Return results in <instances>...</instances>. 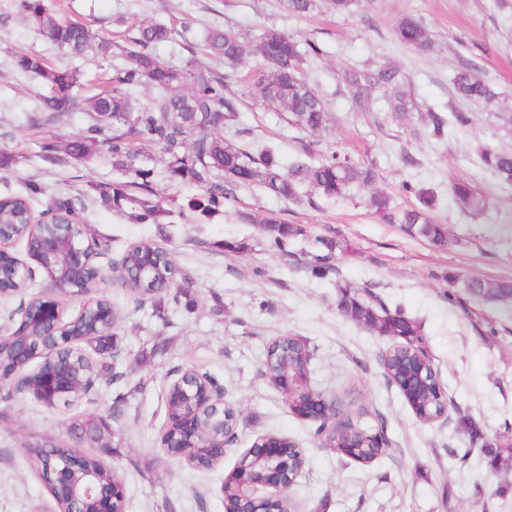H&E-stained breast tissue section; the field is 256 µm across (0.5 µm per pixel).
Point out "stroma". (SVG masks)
I'll return each mask as SVG.
<instances>
[{"label":"stroma","mask_w":512,"mask_h":512,"mask_svg":"<svg viewBox=\"0 0 512 512\" xmlns=\"http://www.w3.org/2000/svg\"><path fill=\"white\" fill-rule=\"evenodd\" d=\"M49 11L90 26L117 43L133 36L139 22L176 24L191 42L201 43L207 28L241 35L272 28L315 45L303 75L326 102L330 124L323 140L337 151L373 163L378 187L398 207L411 204L403 181L431 184L447 193L451 180L474 183L486 196L485 214L472 216L448 205L440 221L448 228L441 246L384 223L365 196L344 199L312 196L292 204L241 187L235 201L204 217L187 208L198 186L169 181L165 159L150 150L154 190L169 214L161 224H138L105 206L97 186L118 180L112 158L98 152L84 162L50 166L37 156L27 119L43 80L15 66L16 53L40 58L51 68L76 71L81 94H91L105 74L120 64L88 50L71 55L59 49L23 12L20 0H0V151L15 155L0 168V196L40 189L32 199L41 212L56 198L76 202L79 220L107 238L110 251L98 263L109 267L132 245L150 241L165 247L190 280L194 303L186 299L138 300L117 282L101 292L120 311L113 329L116 360L125 373L122 386L99 378L88 395L61 410L20 397L0 419V512H52L54 502L41 479L24 463L22 446L36 436L62 439L75 416L104 418L114 432L106 464L125 478L126 512H224L222 485L240 456L263 435L288 436L306 451L304 467L290 489L301 512H512V469L492 472L480 443L465 426L492 435L512 422V315L497 306H478L463 292L466 280L512 279V186L483 167V147L512 150V0H356L337 15L327 0L306 16L286 0H45ZM423 20L434 38L421 54L398 41L394 27L403 16ZM477 68L494 88L499 103L490 107L455 99L452 78L462 67ZM395 71L415 107L394 117L381 87L369 89L359 106L349 83L356 74ZM466 112L467 127L444 140L428 133L427 115ZM244 147L264 142L289 160L301 147L300 131L276 109L245 99L240 114ZM274 211L305 233L289 240L287 253L271 248L258 225L242 223L238 211ZM346 241L336 254V273L313 275L306 262L317 238ZM246 244L227 252L225 242ZM368 285L391 307L420 326L426 352L448 398L445 416L419 420L382 366L394 345L343 315L337 282ZM457 291L448 303L446 290ZM499 333L486 336L487 320ZM294 336L311 352V387L336 396L366 424L383 419L389 447L361 462L324 447L311 421L294 414L284 396L261 375L267 346ZM197 366L224 387L225 401L242 414L236 442L223 463L205 470L167 456L160 446L166 422L162 389L175 369ZM123 393L113 412L115 393ZM470 449L467 462L452 456Z\"/></svg>","instance_id":"stroma-1"}]
</instances>
